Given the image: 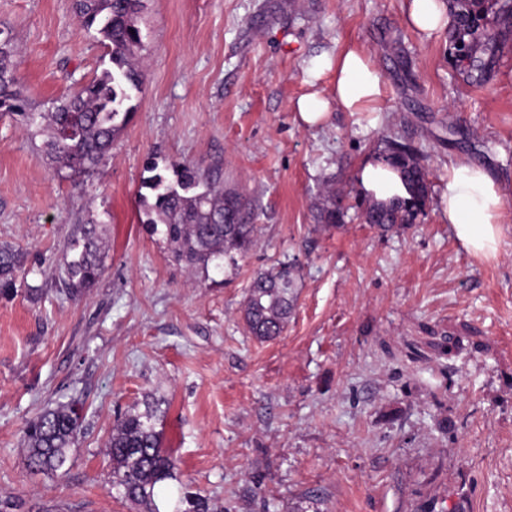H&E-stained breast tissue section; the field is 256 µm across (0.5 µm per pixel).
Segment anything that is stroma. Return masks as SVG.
<instances>
[{
    "mask_svg": "<svg viewBox=\"0 0 512 512\" xmlns=\"http://www.w3.org/2000/svg\"><path fill=\"white\" fill-rule=\"evenodd\" d=\"M140 26L145 82L93 174L58 173L0 115V242L26 272L0 296V512H140L108 446L149 403L156 430L181 428L160 512H180L186 490L219 512H512V222L481 261L437 203L464 158L512 209V47L475 87L447 32L406 24L405 0H145ZM0 29L41 112L110 65L73 0H0ZM352 47L371 55L380 99L305 126L310 69ZM385 135L424 154L430 185L424 212L387 234L353 206ZM174 162L243 196L257 230L237 266L188 270L145 224L142 181ZM328 187L352 205L338 228L316 219ZM91 219L102 274L75 299L67 244ZM292 259L295 311L257 340L249 284ZM74 402L68 462L31 469L30 422Z\"/></svg>",
    "mask_w": 512,
    "mask_h": 512,
    "instance_id": "obj_1",
    "label": "stroma"
}]
</instances>
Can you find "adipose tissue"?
<instances>
[{"label": "adipose tissue", "mask_w": 512, "mask_h": 512, "mask_svg": "<svg viewBox=\"0 0 512 512\" xmlns=\"http://www.w3.org/2000/svg\"><path fill=\"white\" fill-rule=\"evenodd\" d=\"M406 22L427 36L445 29L450 22L446 0H409ZM326 66L336 71L330 97L314 92L297 102L299 117L309 126L321 123L331 106L361 112L381 95L380 75L365 52L347 49ZM440 203L455 238L470 255L481 260L498 256L507 206L489 171L467 160L449 161Z\"/></svg>", "instance_id": "obj_1"}]
</instances>
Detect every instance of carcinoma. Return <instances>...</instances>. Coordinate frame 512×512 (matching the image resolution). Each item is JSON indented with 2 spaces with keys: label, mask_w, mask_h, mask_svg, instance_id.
<instances>
[{
  "label": "carcinoma",
  "mask_w": 512,
  "mask_h": 512,
  "mask_svg": "<svg viewBox=\"0 0 512 512\" xmlns=\"http://www.w3.org/2000/svg\"><path fill=\"white\" fill-rule=\"evenodd\" d=\"M452 25L448 29V56L458 73L471 84L488 83L512 34V0H448ZM144 0H76V11L86 30H95L108 49L112 67L85 83L76 93L53 102V111L35 112L16 76V45L0 29V115L22 128L46 133L41 156L70 176L91 174L109 155L112 144L133 115V92L141 89L145 74L134 59L143 50L138 19ZM424 157L410 145L388 138L377 161L399 175L407 196L388 199L365 196L359 203L366 223L389 232L409 224L429 198ZM143 180L152 198L142 197L146 223L163 236L173 258L191 268L208 269L224 261L236 263L253 243L256 225L243 216L239 194L215 186L210 174L185 164L173 166L175 179L150 167ZM348 207L341 196L329 194L319 207L320 221L328 227L344 222ZM99 235L93 221L83 225L70 243L74 252L65 269L68 294L79 296L96 283L102 264ZM22 271L21 254L0 245V294L16 288ZM299 265L289 261L273 273H259L249 284L243 311L252 336L267 341L279 336L296 301ZM80 416L68 406L47 410L27 429L28 462L36 470H58L80 431ZM109 455L115 484L122 498L143 512L155 507L158 485L176 478L174 461L160 448L155 414L129 411L112 434Z\"/></svg>",
  "instance_id": "carcinoma-1"
}]
</instances>
